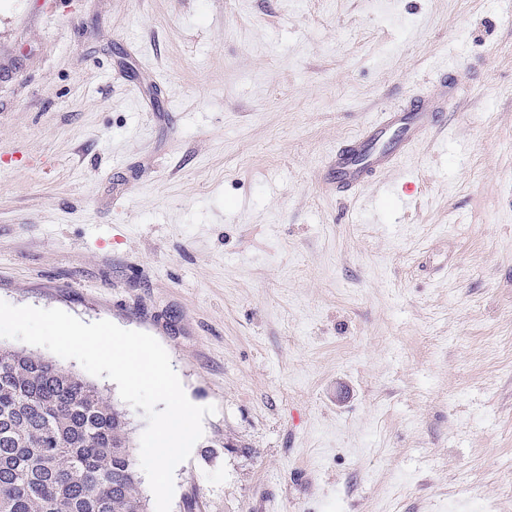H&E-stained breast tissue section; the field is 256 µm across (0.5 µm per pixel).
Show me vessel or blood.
<instances>
[{
	"label": "vessel or blood",
	"instance_id": "1",
	"mask_svg": "<svg viewBox=\"0 0 512 512\" xmlns=\"http://www.w3.org/2000/svg\"><path fill=\"white\" fill-rule=\"evenodd\" d=\"M436 85L435 96L415 97L406 107L383 113L378 121L337 147L326 167V187L339 194L361 189L373 175L393 167L433 127L442 125L458 84L444 72L437 77Z\"/></svg>",
	"mask_w": 512,
	"mask_h": 512
}]
</instances>
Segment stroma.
I'll return each mask as SVG.
<instances>
[{"instance_id":"stroma-1","label":"stroma","mask_w":512,"mask_h":512,"mask_svg":"<svg viewBox=\"0 0 512 512\" xmlns=\"http://www.w3.org/2000/svg\"><path fill=\"white\" fill-rule=\"evenodd\" d=\"M444 67L447 125L325 190ZM0 300L215 406L171 512H512V0H0Z\"/></svg>"}]
</instances>
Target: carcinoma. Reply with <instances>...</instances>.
Instances as JSON below:
<instances>
[{"mask_svg": "<svg viewBox=\"0 0 512 512\" xmlns=\"http://www.w3.org/2000/svg\"><path fill=\"white\" fill-rule=\"evenodd\" d=\"M126 414L75 372L0 347V512H146Z\"/></svg>", "mask_w": 512, "mask_h": 512, "instance_id": "carcinoma-1", "label": "carcinoma"}]
</instances>
